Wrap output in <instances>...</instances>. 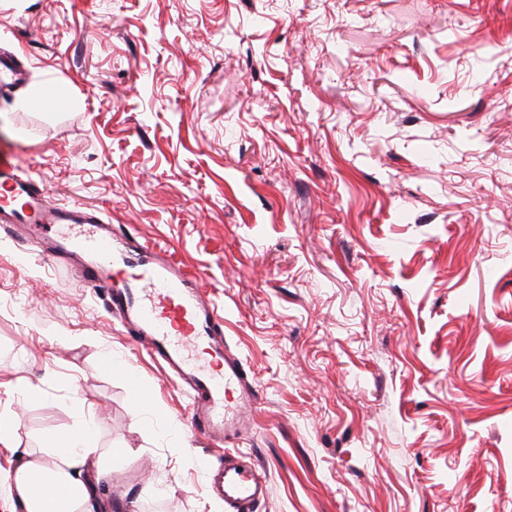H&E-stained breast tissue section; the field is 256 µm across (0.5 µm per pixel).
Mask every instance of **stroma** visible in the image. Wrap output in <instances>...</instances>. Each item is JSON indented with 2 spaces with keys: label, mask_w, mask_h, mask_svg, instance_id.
Returning <instances> with one entry per match:
<instances>
[{
  "label": "stroma",
  "mask_w": 512,
  "mask_h": 512,
  "mask_svg": "<svg viewBox=\"0 0 512 512\" xmlns=\"http://www.w3.org/2000/svg\"><path fill=\"white\" fill-rule=\"evenodd\" d=\"M14 50L0 150L174 249L258 416L194 432L101 288L0 227V512L89 418L122 451L95 512H225L228 459L251 512H512V0H0ZM202 474L210 478L214 491L224 499V508L229 512H243L267 490L266 475L255 466H232L214 472L202 466Z\"/></svg>",
  "instance_id": "stroma-1"
}]
</instances>
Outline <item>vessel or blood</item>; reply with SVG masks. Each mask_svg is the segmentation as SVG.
<instances>
[{
	"mask_svg": "<svg viewBox=\"0 0 512 512\" xmlns=\"http://www.w3.org/2000/svg\"><path fill=\"white\" fill-rule=\"evenodd\" d=\"M13 56L0 55V85L25 83ZM0 223L57 227L58 249L79 256L83 278L103 289L122 322L149 352L195 394L192 422L210 439L255 422V388L240 361L224 350L208 292L172 253L113 233L92 210L60 207L18 165L0 155ZM227 512H245L264 496L267 478L257 467H228L209 475Z\"/></svg>",
	"mask_w": 512,
	"mask_h": 512,
	"instance_id": "obj_1",
	"label": "vessel or blood"
}]
</instances>
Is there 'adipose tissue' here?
<instances>
[{
    "mask_svg": "<svg viewBox=\"0 0 512 512\" xmlns=\"http://www.w3.org/2000/svg\"><path fill=\"white\" fill-rule=\"evenodd\" d=\"M92 423L54 441L48 451L24 453L7 490L20 512H89L94 488L84 475L100 454L92 442ZM45 482H34L35 474Z\"/></svg>",
    "mask_w": 512,
    "mask_h": 512,
    "instance_id": "1",
    "label": "adipose tissue"
}]
</instances>
